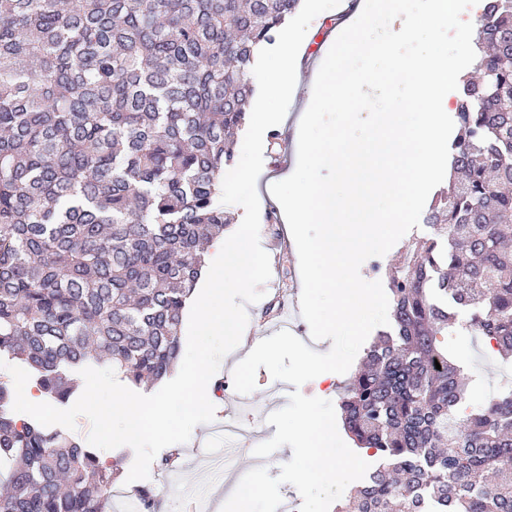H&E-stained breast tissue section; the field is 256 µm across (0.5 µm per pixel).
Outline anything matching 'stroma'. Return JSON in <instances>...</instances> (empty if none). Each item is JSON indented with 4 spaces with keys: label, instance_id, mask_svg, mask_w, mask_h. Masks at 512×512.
<instances>
[{
    "label": "stroma",
    "instance_id": "stroma-1",
    "mask_svg": "<svg viewBox=\"0 0 512 512\" xmlns=\"http://www.w3.org/2000/svg\"><path fill=\"white\" fill-rule=\"evenodd\" d=\"M300 114L299 107H291L285 124L275 126L273 131L265 132L263 137V168L259 183L267 185L277 182L282 172L296 168V157L286 156V148L279 138L287 134ZM260 244L270 256L271 277L264 286L263 301L247 305L248 328H255L260 323L275 324V317L266 312L268 301L274 300L279 291L301 287L299 258L295 242L288 224H261ZM450 357L466 367L470 381L471 393L475 403H484L490 398L505 377H512V368L501 365L496 354L488 351L481 339L470 336L455 337L449 350ZM235 355H226L216 374L217 380L223 381L224 387L215 391V411L226 414L229 421L240 431L239 451L234 466L219 467L214 453L219 448V441L210 432L209 425L195 427L187 443L171 445L164 448V455L175 458L176 466L181 467L182 474L177 485L171 489L162 486L163 469L159 464H151L148 479L125 483L134 460L130 447L100 451L99 456L107 461L117 462L121 472L112 487L107 512H128L127 507L136 503L137 492L141 489L152 490L157 496L156 512H184L186 500H201L207 505V512H221L225 501L231 496L242 476L250 469L264 466L270 476H278L280 467L287 460L285 450H276L270 457L259 459L252 450L258 441L270 439L276 432L275 426L269 425L266 417L273 411L281 409L288 403V395L294 388L292 384L274 380L266 368H259L256 375L255 390L245 396H237L232 379ZM347 375L341 374L331 381L307 382L298 388L308 397H319L333 402L339 401Z\"/></svg>",
    "mask_w": 512,
    "mask_h": 512
}]
</instances>
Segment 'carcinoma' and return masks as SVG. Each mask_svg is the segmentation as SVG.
Segmentation results:
<instances>
[{
  "label": "carcinoma",
  "instance_id": "obj_1",
  "mask_svg": "<svg viewBox=\"0 0 512 512\" xmlns=\"http://www.w3.org/2000/svg\"><path fill=\"white\" fill-rule=\"evenodd\" d=\"M300 0H0V353L65 401L88 366L166 379L259 50ZM432 236L388 276L339 408L378 465L334 512H512V384L469 406L448 340L512 362V0H484ZM441 369H436V366ZM0 381V512H105L117 465L18 419Z\"/></svg>",
  "mask_w": 512,
  "mask_h": 512
}]
</instances>
